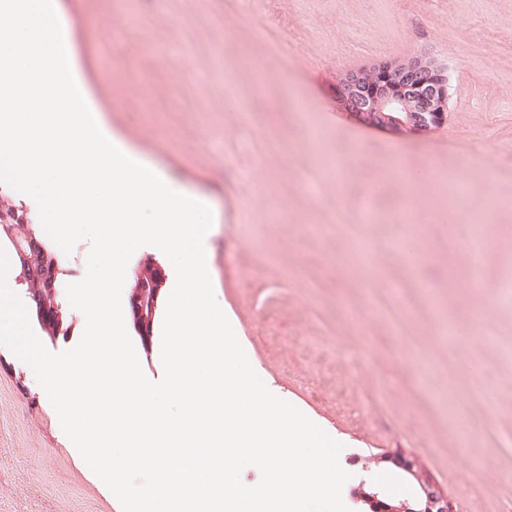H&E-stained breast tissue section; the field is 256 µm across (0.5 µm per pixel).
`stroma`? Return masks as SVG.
I'll use <instances>...</instances> for the list:
<instances>
[{
  "instance_id": "1",
  "label": "stroma",
  "mask_w": 512,
  "mask_h": 512,
  "mask_svg": "<svg viewBox=\"0 0 512 512\" xmlns=\"http://www.w3.org/2000/svg\"><path fill=\"white\" fill-rule=\"evenodd\" d=\"M114 138L213 214L215 298L255 372L331 438L364 491L512 512V0H55ZM448 64V121L361 124L336 79L417 50ZM399 155L411 180L387 169ZM463 175L469 195L448 193ZM483 226L473 266L467 241ZM157 266L145 245L125 288ZM488 293H481V285ZM0 512H122L28 365L0 346Z\"/></svg>"
}]
</instances>
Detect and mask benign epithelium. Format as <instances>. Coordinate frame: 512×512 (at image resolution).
Segmentation results:
<instances>
[{"label":"benign epithelium","instance_id":"7a95c632","mask_svg":"<svg viewBox=\"0 0 512 512\" xmlns=\"http://www.w3.org/2000/svg\"><path fill=\"white\" fill-rule=\"evenodd\" d=\"M450 77L447 64L427 50L400 62H383L347 71L337 79V98L367 125L394 131L427 132L448 118ZM399 468L413 477L420 489L411 502L392 505L380 492L365 494L374 512H452L418 465L405 457Z\"/></svg>","mask_w":512,"mask_h":512}]
</instances>
